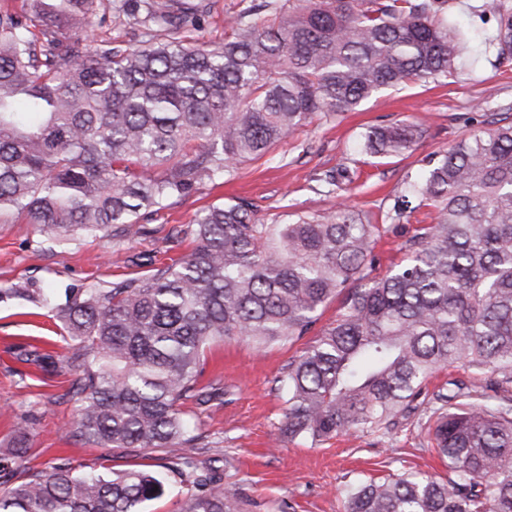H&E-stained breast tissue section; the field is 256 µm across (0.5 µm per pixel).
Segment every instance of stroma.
Returning a JSON list of instances; mask_svg holds the SVG:
<instances>
[{
    "mask_svg": "<svg viewBox=\"0 0 512 512\" xmlns=\"http://www.w3.org/2000/svg\"><path fill=\"white\" fill-rule=\"evenodd\" d=\"M251 4L214 0L211 14L190 30V37L223 42L225 18ZM506 112L512 114V64L495 67L482 58L467 62L459 77L388 90L353 111L315 115L262 158L239 164L233 178L206 182L127 235L81 236L48 249L40 244L39 225L0 223V288L28 280L53 289L60 299L69 288H108L147 275L188 252V242L174 240L176 229L190 224L200 210L238 197L253 202L261 224H283L296 213L328 214L336 198L319 192L314 180L325 171L349 169V205L384 222L407 173L470 134L463 114ZM419 119L427 132L411 153L380 157L360 151L366 128ZM33 345L53 358L55 372L19 360L20 351ZM304 346L300 340L258 349L239 339L215 345L206 355L201 381L223 382V400L184 405L192 427L203 436L198 460L225 491L242 497L244 512H279L284 504L292 512H342L339 489L347 482L408 469L446 475L442 458L428 443L425 421L416 414L401 420L390 439L355 433L314 447L299 439L279 441L285 396L278 379ZM73 354V343L50 308L21 298L0 299V448L9 447L17 427L25 425L30 431L27 470L43 471L64 461L156 469L159 453L112 450L71 436L76 404L68 391L76 373L67 361Z\"/></svg>",
    "mask_w": 512,
    "mask_h": 512,
    "instance_id": "stroma-1",
    "label": "stroma"
}]
</instances>
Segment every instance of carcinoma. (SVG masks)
Wrapping results in <instances>:
<instances>
[{"label":"carcinoma","instance_id":"carcinoma-1","mask_svg":"<svg viewBox=\"0 0 512 512\" xmlns=\"http://www.w3.org/2000/svg\"><path fill=\"white\" fill-rule=\"evenodd\" d=\"M103 0H25L0 12V223L39 225L48 245L125 235L172 201L265 155L315 113L351 111L384 89L463 74V51L512 62V0H480L475 35L453 0H259L224 22V42L182 36L211 0H112L140 31L124 48L80 36ZM457 141L406 177L394 226L436 210L383 276L389 227L345 201L327 215L258 224L245 199L212 205L179 230L191 251L108 289L0 288L50 306L75 343L73 436L113 450L181 449L163 465L189 483L181 512H242L196 459L182 406L224 397L200 383L212 344L293 343L323 308L336 318L288 362L281 436L312 445L351 432L392 434L426 417L448 474L359 479L345 512H512V119ZM424 123L372 127L361 147L411 150ZM459 365L477 380L436 370ZM29 430L0 452V512H142L165 482L141 470L68 462L24 472Z\"/></svg>","mask_w":512,"mask_h":512}]
</instances>
